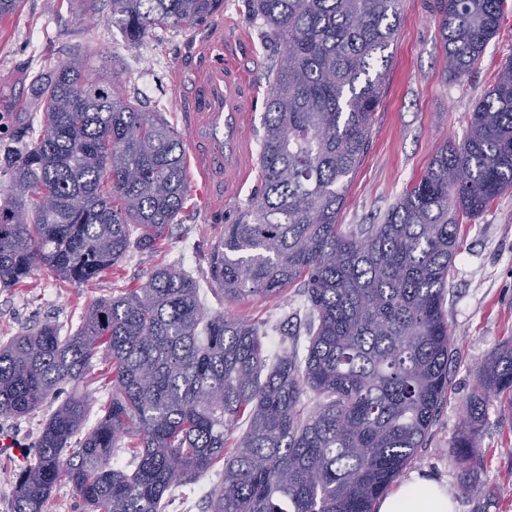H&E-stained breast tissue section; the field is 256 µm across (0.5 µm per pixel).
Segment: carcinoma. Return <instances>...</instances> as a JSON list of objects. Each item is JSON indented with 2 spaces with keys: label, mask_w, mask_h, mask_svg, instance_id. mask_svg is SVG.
<instances>
[{
  "label": "carcinoma",
  "mask_w": 512,
  "mask_h": 512,
  "mask_svg": "<svg viewBox=\"0 0 512 512\" xmlns=\"http://www.w3.org/2000/svg\"><path fill=\"white\" fill-rule=\"evenodd\" d=\"M401 0H248L280 59L260 135V188L208 261L224 302L303 288L307 341L269 355L266 334L207 309L197 280L160 266L94 302L83 328L51 323L0 345V416L39 409L96 365L111 372L98 424L74 395L46 420L16 474L13 512H46L66 481L84 512H165L172 489L217 461L203 512H373L416 457L448 390L455 336L444 311L457 225L512 190V59L380 224H336L367 150ZM224 0H111L134 47L155 27L194 26ZM445 73L465 81L508 0H437ZM378 59L383 70L370 73ZM41 132L0 158V287L39 268L89 282L157 247L187 197L183 136L143 112L105 65L79 60L41 85ZM512 410V338L481 366L452 453L468 463L488 406ZM248 426L224 457L241 416ZM128 436L134 468L112 465Z\"/></svg>",
  "instance_id": "obj_1"
}]
</instances>
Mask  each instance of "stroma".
<instances>
[{
  "label": "stroma",
  "mask_w": 512,
  "mask_h": 512,
  "mask_svg": "<svg viewBox=\"0 0 512 512\" xmlns=\"http://www.w3.org/2000/svg\"><path fill=\"white\" fill-rule=\"evenodd\" d=\"M110 15V0H23L14 14L0 21V154L24 147L38 134L41 81L54 68L82 57L113 65L130 101L142 111L163 113L175 129L188 133L192 89L188 83L174 87L173 79L203 71L205 60L196 49L220 30L230 63L246 76L249 104L242 128V167L236 176L216 178L212 194L204 195L195 154L187 152V200L161 249L131 251L112 272L82 285L63 284L40 269L23 287L1 288L0 343L44 322L54 324L61 334L76 333L94 301L138 287L160 265L192 274L207 308L224 309L259 326L269 340L279 341L284 319L296 324L305 313L300 289L288 288L273 299L256 296L228 304L212 284L207 264L217 233L240 217L260 185L266 74L278 60V46L266 41L247 0H224L222 12L201 25L153 29L135 48L112 26ZM388 55L368 149L337 217L347 228L379 223L406 188L424 175L444 142L463 140L474 99L512 58V13H506L500 34L489 42L468 82L451 81L443 73L437 0H402ZM458 237L460 249L448 274L444 304L456 334L457 358L449 369L447 399L410 467L444 480L458 512H512L511 410L491 403L472 474H465L451 454L479 366L496 344L512 337V191L478 218L460 224ZM77 394L87 399L85 428L94 427L109 396L107 378L99 368L85 382L62 384L58 396L32 414L0 417V434L11 435L35 452L43 424L61 401ZM223 473L219 463L196 482L175 489L166 512H202L203 494L220 484Z\"/></svg>",
  "instance_id": "1"
}]
</instances>
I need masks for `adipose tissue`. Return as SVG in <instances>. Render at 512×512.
I'll return each instance as SVG.
<instances>
[{
    "instance_id": "obj_1",
    "label": "adipose tissue",
    "mask_w": 512,
    "mask_h": 512,
    "mask_svg": "<svg viewBox=\"0 0 512 512\" xmlns=\"http://www.w3.org/2000/svg\"><path fill=\"white\" fill-rule=\"evenodd\" d=\"M376 512H457L456 503L443 482L427 471L403 478L376 504Z\"/></svg>"
}]
</instances>
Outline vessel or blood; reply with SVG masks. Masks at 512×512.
Here are the masks:
<instances>
[{
  "label": "vessel or blood",
  "mask_w": 512,
  "mask_h": 512,
  "mask_svg": "<svg viewBox=\"0 0 512 512\" xmlns=\"http://www.w3.org/2000/svg\"><path fill=\"white\" fill-rule=\"evenodd\" d=\"M200 52L208 64L196 82L199 97L191 131L194 141L205 148L201 183L206 186L220 172L233 174L239 169L238 133L246 99L243 80L224 53L223 34H215L204 41Z\"/></svg>",
  "instance_id": "b4317fda"
}]
</instances>
